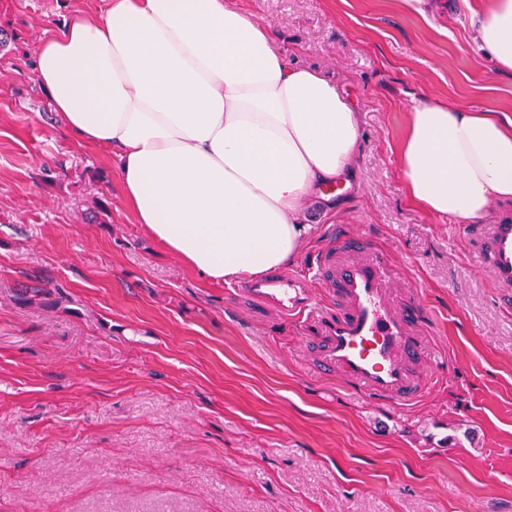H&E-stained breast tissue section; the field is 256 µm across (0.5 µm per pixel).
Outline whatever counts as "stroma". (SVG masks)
<instances>
[{"label": "stroma", "instance_id": "1", "mask_svg": "<svg viewBox=\"0 0 512 512\" xmlns=\"http://www.w3.org/2000/svg\"><path fill=\"white\" fill-rule=\"evenodd\" d=\"M233 3L359 114L356 176L335 211L305 200L296 266L336 226L371 237L436 314L448 367L409 406L358 396L293 325L158 247L32 70L102 0H0V512H512V313L397 163L411 96L512 117V77L481 58L465 0L426 20L397 0ZM36 280L48 300L16 302Z\"/></svg>", "mask_w": 512, "mask_h": 512}]
</instances>
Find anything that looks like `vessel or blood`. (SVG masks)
<instances>
[{
  "mask_svg": "<svg viewBox=\"0 0 512 512\" xmlns=\"http://www.w3.org/2000/svg\"><path fill=\"white\" fill-rule=\"evenodd\" d=\"M479 268L512 304V202L489 224L463 228ZM401 266L366 235L340 231L318 253L310 273L283 271L248 283L244 295L294 323L315 372L352 392L392 405L430 393L433 370L446 360L431 347L433 313L414 289L398 288ZM324 286L326 299L316 288Z\"/></svg>",
  "mask_w": 512,
  "mask_h": 512,
  "instance_id": "obj_1",
  "label": "vessel or blood"
}]
</instances>
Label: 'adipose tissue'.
Masks as SVG:
<instances>
[{"mask_svg":"<svg viewBox=\"0 0 512 512\" xmlns=\"http://www.w3.org/2000/svg\"><path fill=\"white\" fill-rule=\"evenodd\" d=\"M46 38L32 64L71 135L108 152L136 223L206 282L293 262L299 205L332 200L360 151L350 100L290 61L229 0H104ZM475 38L512 74V0H478ZM412 205L481 223L512 200V120L416 97L397 144Z\"/></svg>","mask_w":512,"mask_h":512,"instance_id":"1","label":"adipose tissue"}]
</instances>
